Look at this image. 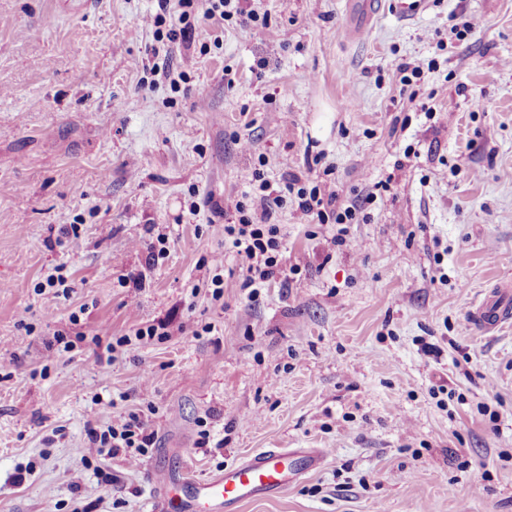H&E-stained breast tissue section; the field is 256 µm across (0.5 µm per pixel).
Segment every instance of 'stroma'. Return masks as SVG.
<instances>
[{
	"label": "stroma",
	"instance_id": "obj_1",
	"mask_svg": "<svg viewBox=\"0 0 512 512\" xmlns=\"http://www.w3.org/2000/svg\"><path fill=\"white\" fill-rule=\"evenodd\" d=\"M344 3L251 0L243 25L199 0L169 42L156 0H0V512H148L158 474L257 448L326 457L241 512H512V323L471 318L512 290V0L362 43ZM258 166L359 209H277L300 270L252 300L224 227ZM130 412L155 448L84 459Z\"/></svg>",
	"mask_w": 512,
	"mask_h": 512
}]
</instances>
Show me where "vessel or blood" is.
Here are the masks:
<instances>
[{
    "mask_svg": "<svg viewBox=\"0 0 512 512\" xmlns=\"http://www.w3.org/2000/svg\"><path fill=\"white\" fill-rule=\"evenodd\" d=\"M433 0H346V34L362 41L372 32L379 15L412 20L427 11ZM474 320L491 329L512 319V302L475 311ZM325 459L313 448H261L243 460L227 465L223 472L205 480L183 477L158 484L150 512H239L249 501L275 498L287 492L296 480L317 470Z\"/></svg>",
    "mask_w": 512,
    "mask_h": 512,
    "instance_id": "vessel-or-blood-1",
    "label": "vessel or blood"
}]
</instances>
